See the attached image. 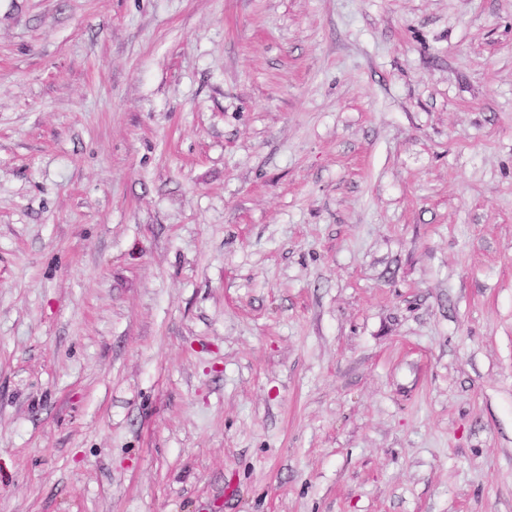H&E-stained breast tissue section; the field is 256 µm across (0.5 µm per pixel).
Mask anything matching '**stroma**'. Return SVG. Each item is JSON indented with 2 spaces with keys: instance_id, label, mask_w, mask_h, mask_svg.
Instances as JSON below:
<instances>
[{
  "instance_id": "1",
  "label": "stroma",
  "mask_w": 512,
  "mask_h": 512,
  "mask_svg": "<svg viewBox=\"0 0 512 512\" xmlns=\"http://www.w3.org/2000/svg\"><path fill=\"white\" fill-rule=\"evenodd\" d=\"M0 512H512V0H0Z\"/></svg>"
}]
</instances>
